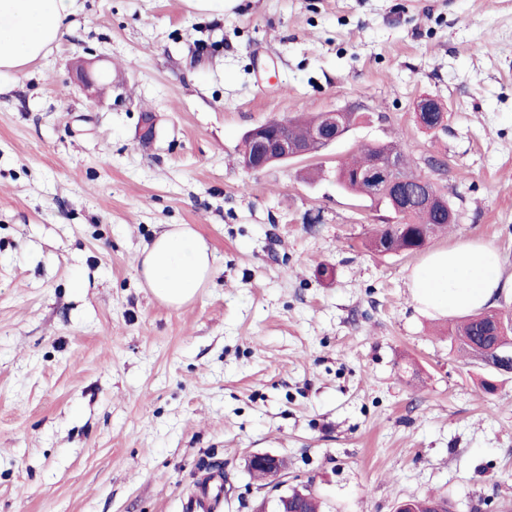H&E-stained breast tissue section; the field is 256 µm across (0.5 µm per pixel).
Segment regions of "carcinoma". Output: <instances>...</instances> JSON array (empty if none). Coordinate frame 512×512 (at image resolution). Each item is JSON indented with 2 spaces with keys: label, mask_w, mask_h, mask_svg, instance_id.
Instances as JSON below:
<instances>
[{
  "label": "carcinoma",
  "mask_w": 512,
  "mask_h": 512,
  "mask_svg": "<svg viewBox=\"0 0 512 512\" xmlns=\"http://www.w3.org/2000/svg\"><path fill=\"white\" fill-rule=\"evenodd\" d=\"M322 116H317L303 124L293 119L288 120V134L296 141L304 143L308 140L310 130L318 125ZM386 153L405 154L397 143H379L374 145H359L356 147L357 158L336 170V184L346 193L364 198L377 208H384L390 214V220L377 224L369 235L368 245L384 253H412L422 246L423 235L434 229L448 227V209L445 207L447 198L432 183L429 185L431 194L436 196L433 203H428L426 193L420 185L422 175L411 168L410 160H405L402 175L405 179L408 200L406 208L400 213L392 210L391 199L377 196L370 192L368 185L357 180L359 170L371 166ZM512 323L511 313L480 312L466 318L455 331L451 333V343L457 351L476 357L471 343L480 341L492 346L497 341L498 325ZM397 512H449L448 501L443 498L424 500H408L400 503ZM288 512H318V502L309 493L301 497L293 495L288 499Z\"/></svg>",
  "instance_id": "carcinoma-1"
}]
</instances>
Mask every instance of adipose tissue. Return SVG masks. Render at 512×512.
<instances>
[{"label":"adipose tissue","instance_id":"adipose-tissue-1","mask_svg":"<svg viewBox=\"0 0 512 512\" xmlns=\"http://www.w3.org/2000/svg\"><path fill=\"white\" fill-rule=\"evenodd\" d=\"M78 0H0V73L24 72L62 37ZM140 275L152 294L173 307L191 302L213 274L207 242L192 228L159 232L142 250ZM413 300L440 314H474L500 295L512 294L498 251L463 244L430 255L409 275Z\"/></svg>","mask_w":512,"mask_h":512}]
</instances>
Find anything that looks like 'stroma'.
<instances>
[{
  "label": "stroma",
  "mask_w": 512,
  "mask_h": 512,
  "mask_svg": "<svg viewBox=\"0 0 512 512\" xmlns=\"http://www.w3.org/2000/svg\"><path fill=\"white\" fill-rule=\"evenodd\" d=\"M80 3L0 75V512H185L209 469L218 512L302 486L322 512H512V377L484 392L409 288L463 243L512 276V0ZM336 109L359 119L321 154L242 169L246 131ZM388 141L458 215L415 254L368 249L385 214L334 177ZM168 224L215 256L179 308L137 273ZM255 453L285 460L281 488ZM239 0H185L187 5L200 14L224 16V12L236 6ZM400 507L403 508L397 510V512H450L448 509V501L443 498L408 500L401 502L397 508Z\"/></svg>",
  "instance_id": "1"
}]
</instances>
